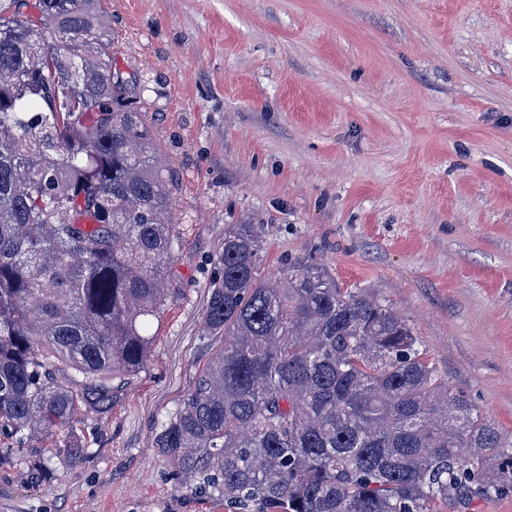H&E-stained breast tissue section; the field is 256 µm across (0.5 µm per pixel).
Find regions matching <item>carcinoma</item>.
I'll return each instance as SVG.
<instances>
[{"label": "carcinoma", "instance_id": "cac0c4a2", "mask_svg": "<svg viewBox=\"0 0 512 512\" xmlns=\"http://www.w3.org/2000/svg\"><path fill=\"white\" fill-rule=\"evenodd\" d=\"M101 0H0V460L103 414L144 367L175 187ZM228 224L204 311L223 349L155 445L228 512H439L512 491V438L452 392L407 321Z\"/></svg>", "mask_w": 512, "mask_h": 512}]
</instances>
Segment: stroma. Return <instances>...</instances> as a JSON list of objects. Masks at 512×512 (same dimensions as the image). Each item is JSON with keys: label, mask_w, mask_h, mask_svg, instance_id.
Masks as SVG:
<instances>
[{"label": "stroma", "mask_w": 512, "mask_h": 512, "mask_svg": "<svg viewBox=\"0 0 512 512\" xmlns=\"http://www.w3.org/2000/svg\"><path fill=\"white\" fill-rule=\"evenodd\" d=\"M101 6L176 178L171 293L111 410L0 468V512H225L154 438L223 344L203 314L228 224L260 226L264 274L303 253L389 301L512 434V0Z\"/></svg>", "instance_id": "obj_1"}]
</instances>
